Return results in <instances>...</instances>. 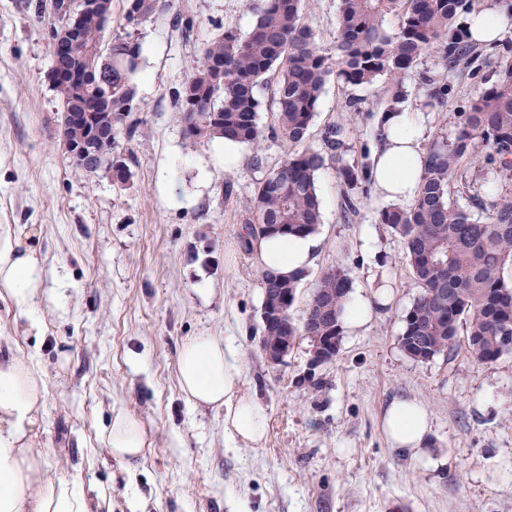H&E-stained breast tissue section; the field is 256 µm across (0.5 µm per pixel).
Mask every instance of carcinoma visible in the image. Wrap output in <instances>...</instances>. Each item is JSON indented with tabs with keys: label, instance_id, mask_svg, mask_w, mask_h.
I'll return each mask as SVG.
<instances>
[{
	"label": "carcinoma",
	"instance_id": "carcinoma-1",
	"mask_svg": "<svg viewBox=\"0 0 512 512\" xmlns=\"http://www.w3.org/2000/svg\"><path fill=\"white\" fill-rule=\"evenodd\" d=\"M161 7V0H135L127 21L137 26ZM470 8V0H339L338 38L333 47L323 48L302 20L301 0H260L253 8L254 23L248 33L227 29L206 43L200 69L185 81L197 100L189 102L183 99L182 90L176 91L183 125H203L208 139L227 138L251 148L254 166L261 167L259 91L275 72V135L285 147L293 148L257 184L256 218L247 222L244 250L251 251L253 240L261 237L313 234L322 223L316 173L324 158L304 143L330 76L352 86L371 85L381 77L397 83L431 51L450 70L474 69L483 53L469 28L459 21ZM111 9L112 0H100L98 10L80 17V34L93 53L90 65L97 79L81 90L59 79L55 90L66 115L87 111L101 88L111 87L112 123L86 141L98 163L75 160L73 166L97 173L107 170V161L119 162L122 184L129 168L122 157L114 155L113 133L137 110L135 78L142 49L129 36L112 42L111 52L104 51L109 25L106 13ZM390 15L400 17L395 33L384 28ZM212 62L224 65V82L219 85L212 81ZM479 139L490 147L483 163L511 180L512 67L460 113L451 145L436 143L428 149L416 200L407 207L393 205L379 212V223L403 240L412 281L420 288L405 315L400 337L402 349L412 358L421 348L434 356H449L461 343L482 364L512 353V345L505 344L512 336V195L495 199L485 222L473 220L449 201V187L462 160L477 162ZM341 177L350 187L369 184L370 167H344ZM276 224H286L288 230L276 229ZM262 284L264 310L274 289L288 288V303L276 309L288 335L307 336L319 323L329 328L330 335H341L343 304L351 292L350 279L341 267L323 272L299 327L289 313L299 281L264 270Z\"/></svg>",
	"mask_w": 512,
	"mask_h": 512
}]
</instances>
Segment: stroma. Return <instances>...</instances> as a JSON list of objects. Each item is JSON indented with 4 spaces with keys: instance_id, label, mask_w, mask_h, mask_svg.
Here are the masks:
<instances>
[{
    "instance_id": "1",
    "label": "stroma",
    "mask_w": 512,
    "mask_h": 512,
    "mask_svg": "<svg viewBox=\"0 0 512 512\" xmlns=\"http://www.w3.org/2000/svg\"><path fill=\"white\" fill-rule=\"evenodd\" d=\"M54 0H0V234L36 231L40 332L0 299V344L29 359L47 383L34 451L47 477L74 483L101 512H512V354L491 364L466 352L420 361L400 347L404 316L418 294L401 239L377 215L375 191L347 190L340 171L367 164L376 146L384 81L329 80L308 144L325 164L317 175L322 222L313 266L290 308L302 323L324 271L343 268L355 293L388 297L370 322L343 332L338 355L311 366L298 338L268 363L262 338L263 288L256 252L241 246L256 214L255 188L282 161L274 87L260 91L263 167L251 149L224 167L214 141L186 138L174 93L200 67L203 46L227 29L247 33L246 0H169L131 26L128 0H112L106 41L131 34L142 44L139 108L115 134L129 165L126 184L73 166L57 133L62 110L50 80ZM317 43L332 47L338 0H302ZM490 56L470 72H449L425 55L401 79L403 111L420 115L423 147L453 142L457 116L502 75ZM448 85L443 104L422 111L428 77ZM345 127L331 149L328 126ZM512 182L465 166L450 201L486 221V187ZM219 336L232 347L244 392L266 409L258 446L224 434V412L197 408L178 384V352L190 336ZM397 397L419 400L431 421L439 469L392 448L382 415ZM139 418L151 442L136 467L112 457L102 434L114 410Z\"/></svg>"
}]
</instances>
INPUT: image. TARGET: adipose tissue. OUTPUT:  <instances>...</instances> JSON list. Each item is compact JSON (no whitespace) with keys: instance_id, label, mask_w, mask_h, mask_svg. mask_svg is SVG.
I'll return each mask as SVG.
<instances>
[{"instance_id":"adipose-tissue-1","label":"adipose tissue","mask_w":512,"mask_h":512,"mask_svg":"<svg viewBox=\"0 0 512 512\" xmlns=\"http://www.w3.org/2000/svg\"><path fill=\"white\" fill-rule=\"evenodd\" d=\"M474 39L499 41L512 30L507 0L468 15ZM422 129L413 113L388 114L383 142L372 155L374 189L384 200L405 207L417 198L424 173ZM319 245L316 235H275L257 244L263 269L294 279L312 266ZM41 285L33 250L16 251L11 238L0 239V299L39 328L32 313ZM183 394L197 407L223 409L224 432L231 439L261 443L268 430L266 410L241 390V374L232 350L217 336L187 338L178 357ZM46 380L28 360L0 354V512H98L73 485L46 478L42 457L31 449L42 417ZM393 448L413 459L427 458L429 420L424 405L413 398L390 402L383 418ZM103 442L112 456L125 462L140 458L149 443L142 422L116 411Z\"/></svg>"}]
</instances>
